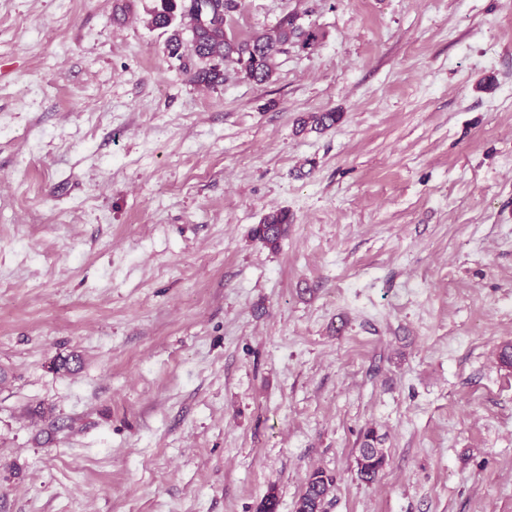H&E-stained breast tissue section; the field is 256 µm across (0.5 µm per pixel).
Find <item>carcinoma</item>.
<instances>
[{"label":"carcinoma","instance_id":"1","mask_svg":"<svg viewBox=\"0 0 512 512\" xmlns=\"http://www.w3.org/2000/svg\"><path fill=\"white\" fill-rule=\"evenodd\" d=\"M152 11V24L158 28H172L168 40L170 54L182 57L187 51L204 66L194 73V80L207 86L224 81V68L233 66L246 78L262 84L269 81L276 67V58L295 48L312 52L320 45V35L312 27L298 24L295 13L285 14L277 26L269 31L237 37L228 32V26L241 8V0H212L222 4V11L204 17V22L188 9V0H158ZM340 120L338 112H320L310 116L316 130L334 126ZM290 216L284 210L274 211L264 217L254 230V237L272 249L287 235ZM374 430L364 434L362 448L356 457L357 475L360 480L372 483L386 465V455L374 446ZM333 486V478L316 470L308 478L304 491L296 502L295 512H323L324 503Z\"/></svg>","mask_w":512,"mask_h":512}]
</instances>
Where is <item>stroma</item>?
Listing matches in <instances>:
<instances>
[{
  "instance_id": "stroma-1",
  "label": "stroma",
  "mask_w": 512,
  "mask_h": 512,
  "mask_svg": "<svg viewBox=\"0 0 512 512\" xmlns=\"http://www.w3.org/2000/svg\"><path fill=\"white\" fill-rule=\"evenodd\" d=\"M156 4L0 0V512H512V0H242L321 45L210 88ZM290 216L288 211L280 210L269 213L253 230L254 237L269 246L277 248L279 241L287 235ZM377 440L373 429H368L364 434L362 448H358L356 457L357 475L360 480L373 483L378 478L386 465V455L381 448H375ZM333 486V478L315 470L308 478L304 491L296 502L295 512H323L324 503Z\"/></svg>"
}]
</instances>
